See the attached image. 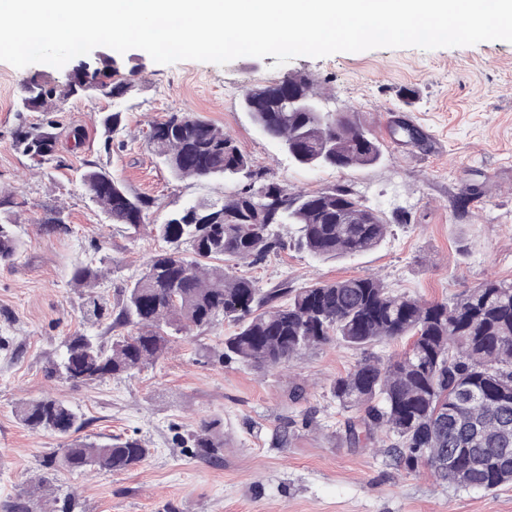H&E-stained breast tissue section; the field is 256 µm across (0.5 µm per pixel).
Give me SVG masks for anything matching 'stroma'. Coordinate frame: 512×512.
I'll use <instances>...</instances> for the list:
<instances>
[{"label": "stroma", "mask_w": 512, "mask_h": 512, "mask_svg": "<svg viewBox=\"0 0 512 512\" xmlns=\"http://www.w3.org/2000/svg\"><path fill=\"white\" fill-rule=\"evenodd\" d=\"M131 84L122 99L123 146L105 147L106 99L74 97L57 113L59 168H37L15 145L22 123L42 113L19 109L33 77L64 78L72 64L17 68L0 61V193L20 203L24 249L0 266V498L35 480L60 438L17 418L20 402L51 396L81 414V436L134 437L148 459L121 473L63 475L54 496L75 493L77 512H512V484L458 490L427 466L407 471L386 449L351 447L349 410L331 395L337 377L357 364L401 352V341L309 349L287 368L257 370L225 359L227 322L191 330L155 365L132 378L75 384L49 376L68 337L112 338L108 321L83 316L89 292L106 306L164 242L109 223L78 178L86 162L131 192L153 200V220L182 207L220 201L238 185L220 176L179 178L151 150L147 134L169 113L186 112L230 135L255 168L290 191L350 188L381 211L388 226L373 250L318 258L288 250L264 264L237 265L263 289L316 280L378 275L390 288L442 301L490 278L512 280V43L423 50L417 47L300 56L241 57L225 65H163L144 51L122 54ZM291 75L307 76L317 99L354 113L380 142L372 165L311 169L292 161L244 112L245 92ZM422 139L413 142L401 128ZM61 210L67 232L41 230L44 206ZM108 255L95 290L74 285L73 268ZM224 438V459L191 458L186 436L200 421ZM288 428L287 444L276 434Z\"/></svg>", "instance_id": "35a3bbf8"}]
</instances>
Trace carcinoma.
Returning a JSON list of instances; mask_svg holds the SVG:
<instances>
[{"label": "carcinoma", "instance_id": "obj_1", "mask_svg": "<svg viewBox=\"0 0 512 512\" xmlns=\"http://www.w3.org/2000/svg\"><path fill=\"white\" fill-rule=\"evenodd\" d=\"M80 82L31 78L22 86V109L45 113L43 122L20 125L16 145L38 166H57L53 149L55 108L74 96L117 103L129 82L112 56L77 65ZM306 96L303 75L256 86L243 108L269 138L288 146L301 166L349 169L381 157L378 140L351 112H290L288 94ZM149 142L179 177L221 175L246 183L222 202L189 205L151 232L168 248L147 262L105 311L94 298L92 315L111 319L127 334L106 343L99 336H74L49 373L73 383L132 376L167 353L174 338L191 327L224 319L237 329L224 337V357L257 368L290 363L302 351L333 340L363 346L406 338L408 348L383 361L363 362L337 378L331 393L339 405L359 412L346 419L352 447L373 445L383 435L399 464L413 471L425 464L441 480L461 489L493 488L512 482V281L486 280L461 298L426 302L388 288L375 275L317 281L301 288L283 284L262 291L253 279L210 261L259 265L288 247L317 257L368 252L384 239L388 225L379 211L346 188L291 193L254 169L224 131L187 113H172L151 127ZM89 199L113 224L139 231L149 222L152 201L132 196L93 163L80 175ZM17 203L0 198V265L11 264L23 241L14 218ZM40 220L49 233L65 232L61 211L44 206ZM296 226L292 240L283 227ZM101 269L74 268L72 281L91 288ZM21 423L64 440L60 465L70 473L121 472L149 454L134 437L75 439L84 426L68 403L42 398L21 403ZM191 455L208 463L224 459V440L210 423L188 435ZM41 476L0 500V512H46L50 483Z\"/></svg>", "mask_w": 512, "mask_h": 512}]
</instances>
